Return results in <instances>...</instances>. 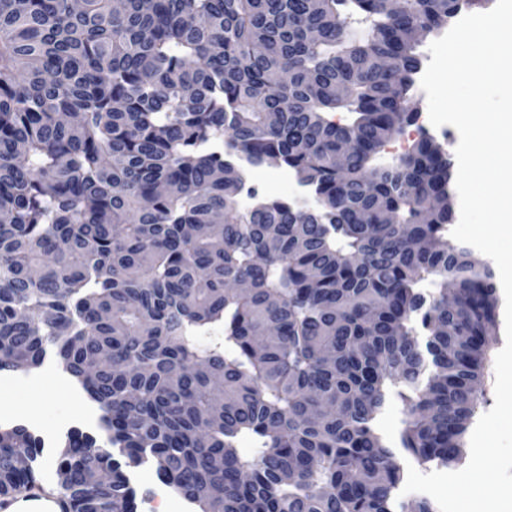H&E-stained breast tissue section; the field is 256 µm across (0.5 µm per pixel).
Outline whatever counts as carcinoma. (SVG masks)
<instances>
[{"instance_id":"1","label":"carcinoma","mask_w":512,"mask_h":512,"mask_svg":"<svg viewBox=\"0 0 512 512\" xmlns=\"http://www.w3.org/2000/svg\"><path fill=\"white\" fill-rule=\"evenodd\" d=\"M469 2L0 0V372L94 371L70 512H136L145 463L198 512H437L394 458L464 459L495 274L448 239L452 155L382 153ZM265 164L313 205H243ZM37 456L0 428L1 501ZM472 13H480V12H474L470 8L463 9L461 11V13L452 21V23L450 25H448L447 29H443L439 32L428 35L420 44L418 51H419L420 55L422 56L423 64H422L421 72L417 75V78H416V86H415V90L413 92L414 97L412 100L413 106L418 110V112L420 114L428 113V103H427L426 94L421 93L420 82H421V78L428 66L429 61L432 58L431 53L428 50L429 45L434 40L442 37L457 22L458 18L461 15L472 14ZM414 416L411 415L400 403H395L386 419L382 422L385 433L391 438L396 439L399 430L403 426L404 421H411Z\"/></svg>"}]
</instances>
